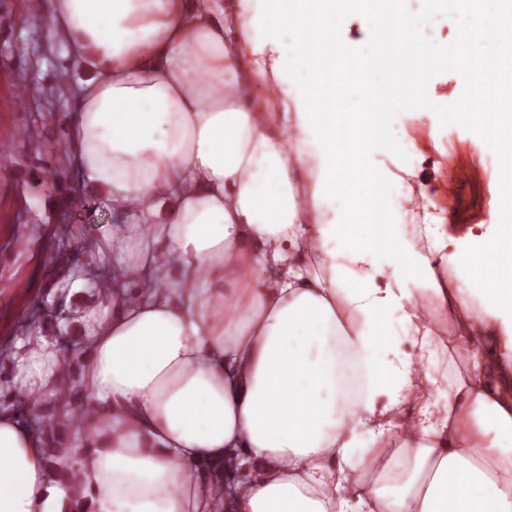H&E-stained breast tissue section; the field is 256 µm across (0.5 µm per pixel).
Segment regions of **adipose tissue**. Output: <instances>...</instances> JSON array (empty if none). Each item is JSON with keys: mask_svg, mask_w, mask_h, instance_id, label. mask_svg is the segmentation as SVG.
<instances>
[{"mask_svg": "<svg viewBox=\"0 0 512 512\" xmlns=\"http://www.w3.org/2000/svg\"><path fill=\"white\" fill-rule=\"evenodd\" d=\"M294 20L286 0H51L80 73L70 167L128 221L96 241L113 294L83 317L65 452L0 408V512H512V244L409 236L404 177L371 161L390 136L338 164ZM15 359L11 387L68 415L58 341Z\"/></svg>", "mask_w": 512, "mask_h": 512, "instance_id": "ef3b65f1", "label": "adipose tissue"}]
</instances>
